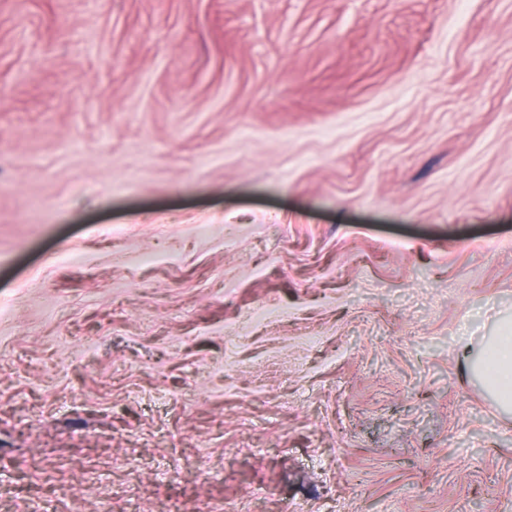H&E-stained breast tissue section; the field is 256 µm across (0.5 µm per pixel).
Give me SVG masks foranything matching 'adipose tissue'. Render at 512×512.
<instances>
[{"mask_svg":"<svg viewBox=\"0 0 512 512\" xmlns=\"http://www.w3.org/2000/svg\"><path fill=\"white\" fill-rule=\"evenodd\" d=\"M466 367L500 407L512 410L511 318H502L495 334L478 342L475 352L466 357Z\"/></svg>","mask_w":512,"mask_h":512,"instance_id":"obj_1","label":"adipose tissue"}]
</instances>
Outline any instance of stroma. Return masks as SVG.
<instances>
[{
	"instance_id": "35a3bbf8",
	"label": "stroma",
	"mask_w": 512,
	"mask_h": 512,
	"mask_svg": "<svg viewBox=\"0 0 512 512\" xmlns=\"http://www.w3.org/2000/svg\"><path fill=\"white\" fill-rule=\"evenodd\" d=\"M512 0H0V512H512ZM466 368L477 377L496 403L512 410V320L502 318L494 336L477 343L473 355L464 354Z\"/></svg>"
}]
</instances>
